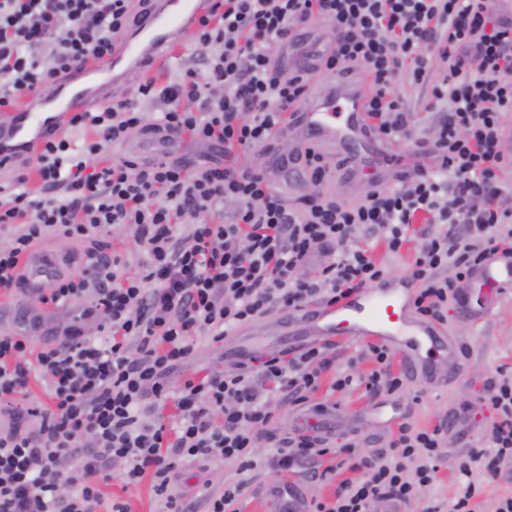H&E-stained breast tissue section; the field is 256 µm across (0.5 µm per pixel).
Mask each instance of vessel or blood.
<instances>
[{"label":"vessel or blood","instance_id":"b4317fda","mask_svg":"<svg viewBox=\"0 0 512 512\" xmlns=\"http://www.w3.org/2000/svg\"><path fill=\"white\" fill-rule=\"evenodd\" d=\"M210 11L208 0H157L151 13L125 37L119 39L110 65L127 71L156 67L162 49L172 47L193 23ZM100 68L86 64L76 70L75 81L58 84L44 100L41 110L20 105L0 122V161L11 163L34 152L48 137L62 134L72 113L101 94ZM367 87L350 83L321 96L303 112L301 122L307 143L342 147L354 157L357 175L388 185L408 176L399 156L365 129L363 102ZM55 275L41 256L28 265V283L44 288ZM471 277L489 283L495 295L512 292V260L492 256L474 268ZM415 285L407 278L364 288L332 306H313L284 318L286 336H313L328 340L339 333L355 339L371 338L401 354L406 373L429 390L445 386L448 377L440 358L454 347L443 328L422 319L414 307ZM457 311L479 323L490 317L491 308H474L467 289H460ZM265 497L279 498L282 512H307L306 494L296 486L274 482Z\"/></svg>","mask_w":512,"mask_h":512}]
</instances>
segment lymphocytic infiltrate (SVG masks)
<instances>
[{"label": "lymphocytic infiltrate", "mask_w": 512, "mask_h": 512, "mask_svg": "<svg viewBox=\"0 0 512 512\" xmlns=\"http://www.w3.org/2000/svg\"><path fill=\"white\" fill-rule=\"evenodd\" d=\"M152 8L153 0H0V110L68 78L77 64L108 60L118 37ZM315 18L335 31L331 50L317 53L314 69L285 67L279 50ZM194 36L196 68L164 86L141 82L140 103L117 100L72 115L68 129L87 134L81 149L60 135L35 151L41 197H32L23 173L0 193V230L10 232L0 248L1 289L19 286L34 247L51 232L79 240L121 225L144 255L131 275L123 255L97 240L81 273L57 274L35 296L56 309L83 300L65 327L38 344L25 331L0 336V411L10 422L0 431V512H98L99 483L116 465L124 485L151 479L166 512H196L195 501L173 491L186 459L295 473L304 487L327 481L324 407L282 435L265 396L305 404L332 365L328 343L272 356L257 372L240 367L172 387L166 376L192 353L195 337L219 339L275 311L333 305L385 279L359 239L381 232L388 251L400 253L420 214L430 229L410 276L427 320L445 322L455 291L489 255L512 256V207L503 204L500 177L512 168L502 147L512 112V22L499 0H214ZM402 69L427 94L435 170L393 187L371 185L349 203L321 192L327 168L308 145L289 158L318 191L291 209L266 172L237 166L240 153L266 146L287 126L318 71L364 76L370 133L405 134L409 114L394 84ZM164 131L222 147L224 159L87 165L111 144ZM309 265L314 274L299 276ZM91 323L97 335H88ZM34 372L50 406L24 402ZM487 402L497 414L488 451L458 462L449 510L425 512H474V464L512 463V372L498 370ZM169 404L171 428L156 417ZM448 428L445 419L430 430L401 424L365 473L341 482L333 497L312 498L311 512L409 504L433 485ZM261 436L270 444L262 458L254 451Z\"/></svg>", "instance_id": "obj_1"}]
</instances>
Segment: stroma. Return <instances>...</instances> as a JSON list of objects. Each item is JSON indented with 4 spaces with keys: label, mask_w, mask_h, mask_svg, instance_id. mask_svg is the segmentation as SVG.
<instances>
[{
    "label": "stroma",
    "mask_w": 512,
    "mask_h": 512,
    "mask_svg": "<svg viewBox=\"0 0 512 512\" xmlns=\"http://www.w3.org/2000/svg\"><path fill=\"white\" fill-rule=\"evenodd\" d=\"M396 92L402 99L406 111L414 115L416 136L391 142L393 153L404 159L415 160L419 157L418 147L421 141L430 139L431 114L426 109L427 100L423 90L410 83L406 73H399L395 79ZM420 239L411 235L401 254L388 251L380 234L368 236L364 244L374 258L387 268L389 277L394 279L408 277L415 249ZM90 241L71 240L63 237L43 238L38 248L50 254L62 271L79 273L90 249ZM274 329L272 318L266 317L245 324L221 340L202 336L195 342V350L170 376L172 385H181L189 378H200L212 372H222L245 364L250 368L258 366L270 355L277 353L273 342ZM447 336L455 338L459 350L457 353L443 356L442 362L453 375L446 387L430 392L422 389L411 378L404 377L400 390L389 396L388 402L397 413L403 414L408 423L418 428H431L449 415L466 417L470 430L469 440L457 435H449L447 455L438 463L437 477L431 487L422 489L417 499L408 505L404 512H422L424 505L432 500L453 502L457 494V477L454 460L464 453L466 448L480 451L488 444L487 434L494 421L493 415L485 403L488 382L496 376L500 367L512 368V294L501 299L492 316L480 324H472L468 319L449 310L448 321L444 325ZM368 340L357 341L347 336L333 339L331 356L332 368L322 379L320 389L311 396V403L337 406L336 430L345 432L358 429L363 447L354 449L352 455L331 454L325 457L324 466L333 468V480L327 484L310 487L313 495L328 496L335 489L336 482L355 478L350 468L351 457L367 456L369 450L379 449L387 430L371 416L376 398L366 388V380L375 367L368 352ZM348 374L353 378L349 387L335 390L332 382L335 375ZM180 477L175 486L177 493L195 501L203 499V483L211 481L214 487L246 481L247 488L240 500L241 512H274L270 502L260 494L262 487L280 480L278 472L265 468L240 471L237 463L218 462L210 467H202L198 462H183L179 465ZM473 481L479 491L476 498L479 512H493L498 497L512 495V468L501 466L499 471L489 474L478 470ZM100 489L105 501L128 502L132 512H164L163 501L157 497L150 479H143L138 485L123 486L119 479L101 484Z\"/></svg>",
    "instance_id": "35a3bbf8"
}]
</instances>
